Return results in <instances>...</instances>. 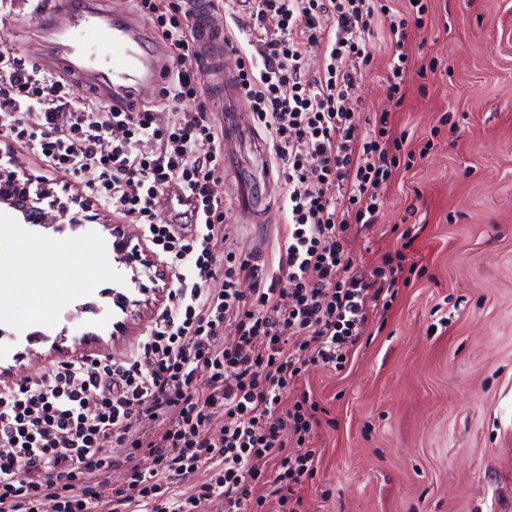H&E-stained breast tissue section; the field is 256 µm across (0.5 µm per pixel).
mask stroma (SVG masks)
<instances>
[{
    "label": "stroma",
    "mask_w": 512,
    "mask_h": 512,
    "mask_svg": "<svg viewBox=\"0 0 512 512\" xmlns=\"http://www.w3.org/2000/svg\"><path fill=\"white\" fill-rule=\"evenodd\" d=\"M414 66L437 59L436 72L413 77L395 107L377 49L352 102L363 117L393 114L407 149L424 150L380 191L376 223L348 225L360 270L381 266L403 237L422 274L399 284L385 319L370 320L343 369L310 366L297 383L322 421L310 446L320 456L301 486L302 512H512V0H428L423 29L408 33ZM56 70L35 18L0 19V49ZM243 128L215 191L234 248L271 256L281 237L286 189L267 181L265 131L241 107ZM0 165L50 183L57 195L83 194L85 178L52 172L30 149L0 139ZM270 201L267 221L252 224L239 206L242 187ZM0 219L46 245L88 249L56 269L67 289L46 323L0 321V372L23 377L50 366L54 345L93 341L95 353L122 359L134 349L155 299L130 319L117 295L136 299L138 282L99 224L43 227ZM94 264L104 283L81 287L77 267Z\"/></svg>",
    "instance_id": "stroma-1"
}]
</instances>
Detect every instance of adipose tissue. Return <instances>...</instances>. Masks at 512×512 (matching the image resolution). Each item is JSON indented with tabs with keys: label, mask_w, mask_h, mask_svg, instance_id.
Segmentation results:
<instances>
[{
	"label": "adipose tissue",
	"mask_w": 512,
	"mask_h": 512,
	"mask_svg": "<svg viewBox=\"0 0 512 512\" xmlns=\"http://www.w3.org/2000/svg\"><path fill=\"white\" fill-rule=\"evenodd\" d=\"M0 266L24 272L25 278L18 290L0 289V315L10 319H23L29 313L28 299L44 296L46 303H53L47 290L55 274V263L49 248L29 238H21L18 249L0 256Z\"/></svg>",
	"instance_id": "obj_1"
}]
</instances>
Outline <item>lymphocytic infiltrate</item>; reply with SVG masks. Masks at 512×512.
<instances>
[{
  "mask_svg": "<svg viewBox=\"0 0 512 512\" xmlns=\"http://www.w3.org/2000/svg\"><path fill=\"white\" fill-rule=\"evenodd\" d=\"M190 2L137 0L172 50L164 124L149 108L112 107L89 121L69 84L0 51V138L55 172H94L90 197L140 224L171 283L126 359L83 354L0 381V512H204L216 499L224 512H298L321 421L308 396L289 395L309 365L344 368L370 316L389 310L399 278L416 271L399 249L365 275L345 231L351 221L376 223L378 190L395 177L404 146L390 135L389 112L366 130L351 107L374 26L387 25L388 91L404 101L407 31L423 28L424 0L401 9L390 0H255L237 19L248 36L232 47L241 92L288 188L273 261L232 249L212 191L224 136L208 105L182 108L207 74ZM308 44L324 51L315 72ZM173 184L197 223L162 218ZM217 278L222 288H210ZM292 439L307 444L303 455L289 454ZM112 446L122 455H107Z\"/></svg>",
  "mask_w": 512,
  "mask_h": 512,
  "instance_id": "1",
  "label": "lymphocytic infiltrate"
}]
</instances>
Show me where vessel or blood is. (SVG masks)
Listing matches in <instances>:
<instances>
[{
	"label": "vessel or blood",
	"mask_w": 512,
	"mask_h": 512,
	"mask_svg": "<svg viewBox=\"0 0 512 512\" xmlns=\"http://www.w3.org/2000/svg\"><path fill=\"white\" fill-rule=\"evenodd\" d=\"M196 13L198 42L211 81L224 86L225 111H236V73L215 50L224 34L211 21L209 0H196ZM59 16L67 18L66 28L54 27ZM36 20L56 46L59 68L91 93L132 103L157 85L161 66L151 51V37L132 17L101 9L96 0H87L79 10L72 0H40Z\"/></svg>",
	"instance_id": "vessel-or-blood-1"
}]
</instances>
